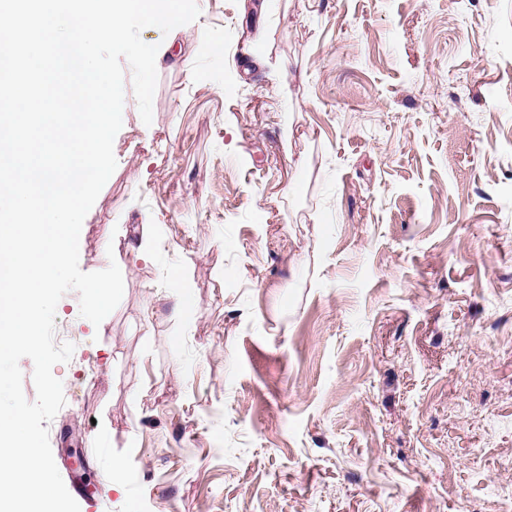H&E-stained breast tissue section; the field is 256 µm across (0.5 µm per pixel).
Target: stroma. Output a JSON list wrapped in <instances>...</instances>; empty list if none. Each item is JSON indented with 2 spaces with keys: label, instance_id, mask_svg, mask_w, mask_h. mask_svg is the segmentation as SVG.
<instances>
[{
  "label": "stroma",
  "instance_id": "stroma-1",
  "mask_svg": "<svg viewBox=\"0 0 512 512\" xmlns=\"http://www.w3.org/2000/svg\"><path fill=\"white\" fill-rule=\"evenodd\" d=\"M196 2L56 308L80 512H512V0Z\"/></svg>",
  "mask_w": 512,
  "mask_h": 512
}]
</instances>
